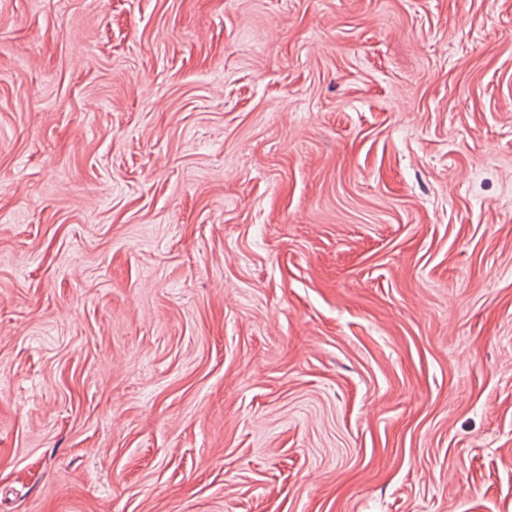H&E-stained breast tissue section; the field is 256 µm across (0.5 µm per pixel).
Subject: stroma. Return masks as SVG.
<instances>
[{
  "label": "stroma",
  "instance_id": "35a3bbf8",
  "mask_svg": "<svg viewBox=\"0 0 512 512\" xmlns=\"http://www.w3.org/2000/svg\"><path fill=\"white\" fill-rule=\"evenodd\" d=\"M0 512H512V0H0Z\"/></svg>",
  "mask_w": 512,
  "mask_h": 512
}]
</instances>
